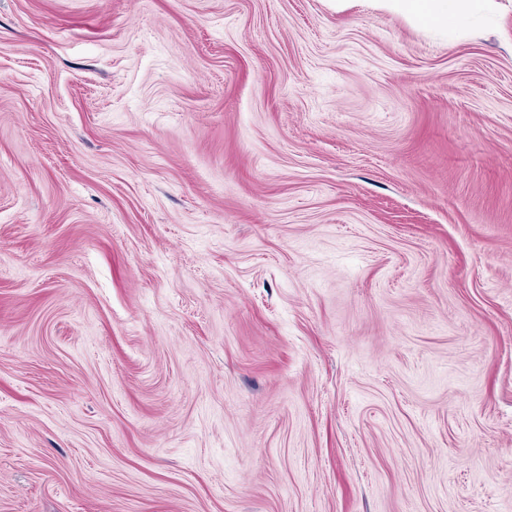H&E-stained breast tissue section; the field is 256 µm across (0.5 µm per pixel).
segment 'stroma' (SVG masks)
Segmentation results:
<instances>
[{
	"label": "stroma",
	"instance_id": "obj_1",
	"mask_svg": "<svg viewBox=\"0 0 512 512\" xmlns=\"http://www.w3.org/2000/svg\"><path fill=\"white\" fill-rule=\"evenodd\" d=\"M0 512H512V0H0ZM491 0H372L378 8H386L406 17L416 25L447 27L455 24Z\"/></svg>",
	"mask_w": 512,
	"mask_h": 512
}]
</instances>
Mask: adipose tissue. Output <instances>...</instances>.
<instances>
[{
  "label": "adipose tissue",
  "instance_id": "obj_1",
  "mask_svg": "<svg viewBox=\"0 0 512 512\" xmlns=\"http://www.w3.org/2000/svg\"><path fill=\"white\" fill-rule=\"evenodd\" d=\"M379 8L395 11L416 25L447 27L472 11L485 8L490 0H372Z\"/></svg>",
  "mask_w": 512,
  "mask_h": 512
}]
</instances>
